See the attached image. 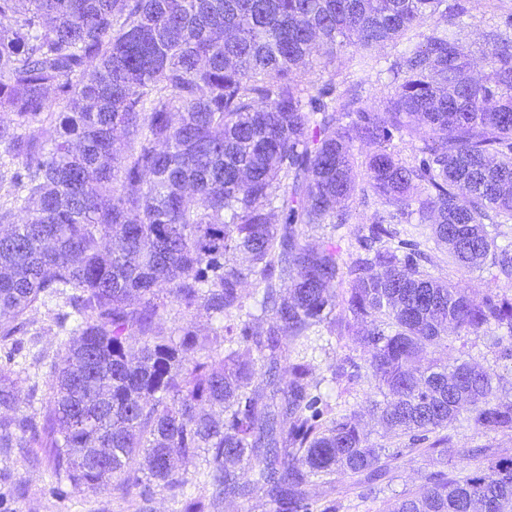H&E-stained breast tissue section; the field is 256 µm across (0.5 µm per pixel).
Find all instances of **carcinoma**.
Wrapping results in <instances>:
<instances>
[{"label": "carcinoma", "instance_id": "obj_1", "mask_svg": "<svg viewBox=\"0 0 512 512\" xmlns=\"http://www.w3.org/2000/svg\"><path fill=\"white\" fill-rule=\"evenodd\" d=\"M468 12V0H0V112L14 116L0 156L17 162L0 170V338L50 298L71 308L41 420L16 414L14 353L0 364V448L48 449L56 482L81 491L146 498L155 485L184 512L257 496L275 512H337L308 486L373 484L402 454L313 381L342 323L370 349L373 412L408 451L447 463L443 431L463 411L485 433L512 430L500 376L434 357L450 329L512 340V14L484 34L481 79L474 52L435 28L390 64L379 109L305 82L343 48ZM357 139L374 147L359 184ZM396 139L417 142L415 161ZM370 198L380 208L347 259L331 235L306 242L308 226L336 231ZM397 224L431 225L448 265L494 269L497 285L476 297L434 276ZM168 301L183 322L166 334ZM200 309L222 332L197 336ZM360 370L348 357L332 380ZM200 455L207 501L169 466ZM426 481L387 512H512V456Z\"/></svg>", "mask_w": 512, "mask_h": 512}]
</instances>
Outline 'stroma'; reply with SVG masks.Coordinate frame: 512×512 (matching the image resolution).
Here are the masks:
<instances>
[{
  "label": "stroma",
  "instance_id": "35a3bbf8",
  "mask_svg": "<svg viewBox=\"0 0 512 512\" xmlns=\"http://www.w3.org/2000/svg\"><path fill=\"white\" fill-rule=\"evenodd\" d=\"M469 7L470 15L461 38L478 48L489 26L499 22L504 10L512 9V0H470ZM307 79L317 87L333 82L340 91L357 85L369 106L379 103L391 92L386 79L361 63L359 51L352 48L338 53L327 69L315 70ZM67 310L68 306L61 298L37 305L27 313L22 331L8 341L0 342V357L6 352H15L18 362L24 363L30 371L39 372L42 378H49L51 364L61 344L58 322ZM436 355L450 361L459 357L470 360L512 381V361L500 358L493 335L449 334ZM348 356L363 365L370 352L368 348L352 343L348 337L339 336L333 338L325 353L318 355L314 379L321 392L329 396L337 409L357 410L371 443L401 449L402 454L392 461L383 483L353 487L348 479L340 477L332 484L315 483L309 492L321 503L338 500L341 504L339 512H385L390 497L402 492L416 494L423 491L427 474L440 470L441 465L435 457L405 452L403 439L386 433L373 419L371 402L375 394L369 373H362L349 383L332 381L331 366ZM452 435L457 450L486 446L491 453L512 456V430L483 436L477 434L467 421L461 420L455 423ZM0 512H181V504L167 490L158 487L154 488L152 498L147 502L141 500L135 487L124 495L103 490L79 491L68 485L55 489L47 449L28 448L0 450Z\"/></svg>",
  "mask_w": 512,
  "mask_h": 512
}]
</instances>
